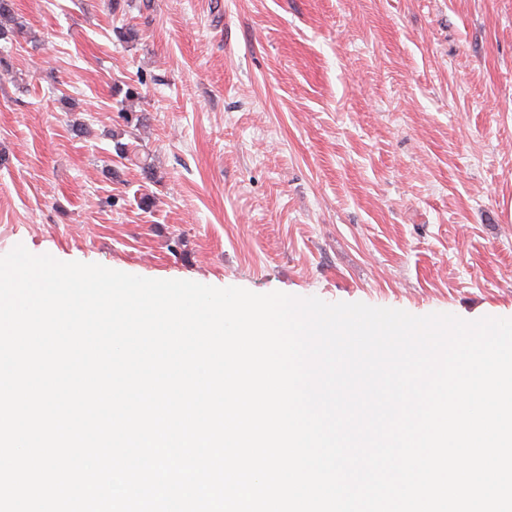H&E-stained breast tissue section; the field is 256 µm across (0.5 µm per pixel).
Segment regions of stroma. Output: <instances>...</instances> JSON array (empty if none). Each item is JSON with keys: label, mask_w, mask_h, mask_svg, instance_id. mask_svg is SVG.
<instances>
[{"label": "stroma", "mask_w": 512, "mask_h": 512, "mask_svg": "<svg viewBox=\"0 0 512 512\" xmlns=\"http://www.w3.org/2000/svg\"><path fill=\"white\" fill-rule=\"evenodd\" d=\"M14 3L0 255L512 318V0Z\"/></svg>", "instance_id": "obj_1"}]
</instances>
